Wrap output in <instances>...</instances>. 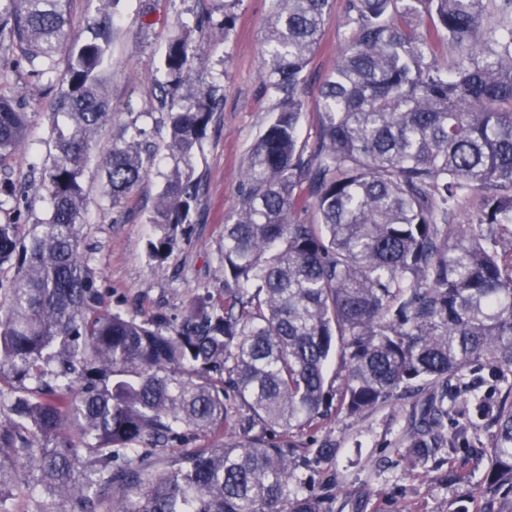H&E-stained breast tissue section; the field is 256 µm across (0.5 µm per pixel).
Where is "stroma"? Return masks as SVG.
<instances>
[{"label":"stroma","instance_id":"1","mask_svg":"<svg viewBox=\"0 0 512 512\" xmlns=\"http://www.w3.org/2000/svg\"><path fill=\"white\" fill-rule=\"evenodd\" d=\"M225 0H118L116 26L109 58L100 72L101 91L110 111L94 139L82 175L89 192L81 228L83 253L99 275L102 307L139 320L155 312L179 322L188 303L209 292L221 297L223 284L217 272L224 252V224L237 205L242 169L248 150L266 126L274 107L260 75L262 35L269 0H237L236 22L227 37L200 35L199 57L190 72L193 83L216 86L224 97L207 134L197 148L193 166L201 180L198 202L189 216L187 232L164 261L152 259L147 242L157 228L149 224L161 174L168 167L166 132L150 119L158 108L163 64L171 39L197 18L213 26L224 21ZM349 0H334L320 46L304 72L307 106L301 118L302 138L315 143L319 132L317 99L327 74L344 53L346 42L340 26ZM69 55L60 52L53 73L31 74L28 66L9 69L0 78V95L18 97L29 114L26 148L0 161V168L28 185L32 205L28 223L46 218L49 197L32 184L33 170L49 166L56 154L55 131L66 126L53 110L56 94L67 73ZM157 147V165L120 206H112L102 194L101 158L139 114ZM418 396L394 401L358 419L342 414L325 420L318 433L301 432L303 446L328 440L336 446V458L314 467L315 480H336L333 512H449L467 499L472 489L465 484L439 485L424 473H408L401 459ZM469 413L457 408L448 417V428L458 435L450 455L451 468L478 471L491 445L493 431L471 429Z\"/></svg>","mask_w":512,"mask_h":512}]
</instances>
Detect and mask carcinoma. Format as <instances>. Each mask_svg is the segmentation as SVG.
<instances>
[{
	"mask_svg": "<svg viewBox=\"0 0 512 512\" xmlns=\"http://www.w3.org/2000/svg\"><path fill=\"white\" fill-rule=\"evenodd\" d=\"M98 2L70 42L69 0H0V43L31 72L65 46L70 56L55 102L69 125L40 177L47 217L26 223L25 188L0 179V209L15 215L0 222V266L13 270L0 280V485L18 464L54 512H331L333 480L302 489L335 449L301 447L298 430L423 393L401 454L417 472L455 445L448 415L465 369L491 364L500 399L466 398L494 428L481 475L431 472L472 485L481 512H512V263L498 251L512 224V0H352L310 149L299 88L332 3L270 0L260 71L276 105L224 224V297H196L176 327L101 310L80 251L81 175L108 116L98 72L115 26V0ZM419 5L425 33L407 21ZM441 46L456 53L450 69ZM198 51L189 29L164 60L170 164L148 242L159 262L198 200L194 151L220 104L188 79ZM27 126L0 95V161ZM145 136L134 121L112 145L103 196L114 207L155 164ZM473 195L482 207L455 222ZM310 208L314 221L297 217ZM231 400L243 407L234 423ZM200 433L214 442L168 452Z\"/></svg>",
	"mask_w": 512,
	"mask_h": 512,
	"instance_id": "1",
	"label": "carcinoma"
}]
</instances>
